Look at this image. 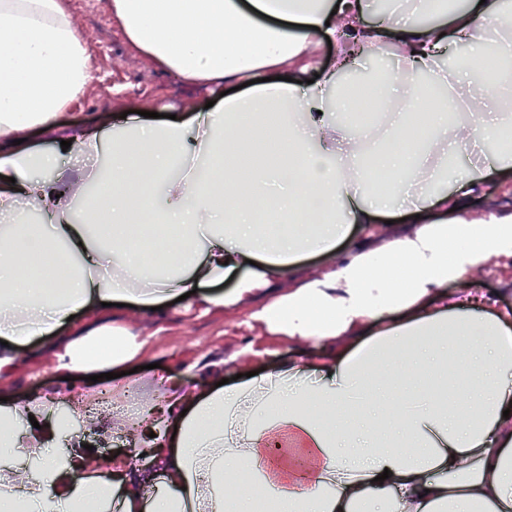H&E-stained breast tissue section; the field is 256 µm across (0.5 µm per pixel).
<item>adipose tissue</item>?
Instances as JSON below:
<instances>
[{"mask_svg": "<svg viewBox=\"0 0 512 512\" xmlns=\"http://www.w3.org/2000/svg\"><path fill=\"white\" fill-rule=\"evenodd\" d=\"M112 0L129 41L182 81L231 86L211 108L160 124H68L92 63L62 0H0V375L24 353L99 316L105 304L139 311L202 289L220 308L268 287L306 253L325 255L321 278L258 316L312 343L300 360L225 384L174 381L134 400L120 425L127 449L97 459L70 421L103 425L83 396L67 419L55 393L0 402V512H512V312L449 281L512 257V217L470 220L468 202L512 152L501 128L478 129L474 95L512 103V69L486 82L448 68L457 46L512 55L507 0ZM437 12L432 26L417 15ZM336 46L329 65L315 49ZM397 66L374 88L371 122L354 119L361 93L337 94L342 74L383 52ZM289 70L291 81L279 78ZM449 89L432 99L430 89ZM72 149L110 143L109 179L64 176L52 153L25 145L30 129ZM467 158L449 176L448 159ZM402 172L419 192L418 227L381 251L337 259L351 225L392 216L403 184L377 198L364 167ZM281 192L259 222L262 195ZM46 217L33 224L31 213ZM145 219L142 238L128 221ZM183 233L168 237L165 227ZM54 253L65 275L40 273ZM232 280L235 296L205 293ZM379 330L352 339L361 324ZM80 333L58 367L119 370L139 352L88 359L107 335ZM153 485L161 495H148Z\"/></svg>", "mask_w": 512, "mask_h": 512, "instance_id": "obj_1", "label": "adipose tissue"}]
</instances>
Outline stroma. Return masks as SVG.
I'll use <instances>...</instances> for the list:
<instances>
[{
	"label": "stroma",
	"instance_id": "obj_1",
	"mask_svg": "<svg viewBox=\"0 0 512 512\" xmlns=\"http://www.w3.org/2000/svg\"><path fill=\"white\" fill-rule=\"evenodd\" d=\"M63 5L92 61V79L82 97L68 106L69 117L95 118L109 130L123 126L126 112L191 113L215 100L208 87L182 82L143 55L127 39L119 21L103 24L104 0H63ZM409 230L406 224H359L340 251L378 250ZM326 269L322 258L305 257L275 287L259 290L256 297L231 311H209L196 300L177 302L158 314L124 311L114 318V325L145 338L147 345L134 361L136 373L122 381L129 384L131 393L139 395L151 380L170 377L189 383L206 378L211 364L221 360H231V367L224 370L225 377L230 378L262 372L274 363L299 357L303 344L253 322L250 314L320 277ZM460 288L480 289L512 310V261L448 285L452 293ZM57 360V349L36 348L19 364L9 381L10 388L20 395L73 384L91 398L117 383L112 379L86 381L78 375L65 377L57 368Z\"/></svg>",
	"mask_w": 512,
	"mask_h": 512
}]
</instances>
